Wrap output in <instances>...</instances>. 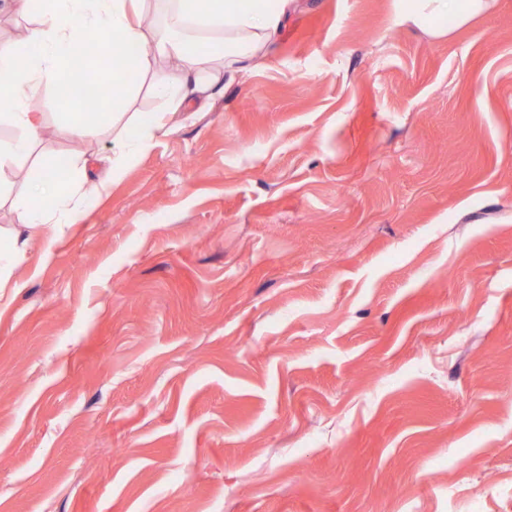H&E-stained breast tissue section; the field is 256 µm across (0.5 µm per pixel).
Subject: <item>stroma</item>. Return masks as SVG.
Instances as JSON below:
<instances>
[{
  "label": "stroma",
  "mask_w": 512,
  "mask_h": 512,
  "mask_svg": "<svg viewBox=\"0 0 512 512\" xmlns=\"http://www.w3.org/2000/svg\"><path fill=\"white\" fill-rule=\"evenodd\" d=\"M300 0L123 161L150 75L0 173V512H512V0ZM96 188L31 233L60 155ZM449 0H397L395 20L397 24L420 29L433 36L443 35L446 30L432 25L439 18L448 17ZM463 4L457 11V24H468L477 18L486 16L498 0H463Z\"/></svg>",
  "instance_id": "1"
}]
</instances>
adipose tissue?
I'll return each mask as SVG.
<instances>
[{
  "label": "adipose tissue",
  "mask_w": 512,
  "mask_h": 512,
  "mask_svg": "<svg viewBox=\"0 0 512 512\" xmlns=\"http://www.w3.org/2000/svg\"><path fill=\"white\" fill-rule=\"evenodd\" d=\"M144 0H46L44 20L19 42L0 41V118L24 132L8 147H0V169L29 151L43 126V115L31 111L29 93L58 86L69 75L74 50L90 36L101 45L91 65L99 70L103 96L119 100L124 90L110 74L112 59L130 69L148 72L158 60L174 59L181 67L178 80L158 78L156 95L169 98L174 110H189L211 97L222 70H249L273 44L297 0H169L168 22L144 33L139 14ZM449 0H396L397 24L441 35L436 19L447 17ZM42 190L25 217L30 226L61 215L77 223L81 212L72 206L79 188L56 167H44L38 180Z\"/></svg>",
  "instance_id": "adipose-tissue-1"
}]
</instances>
